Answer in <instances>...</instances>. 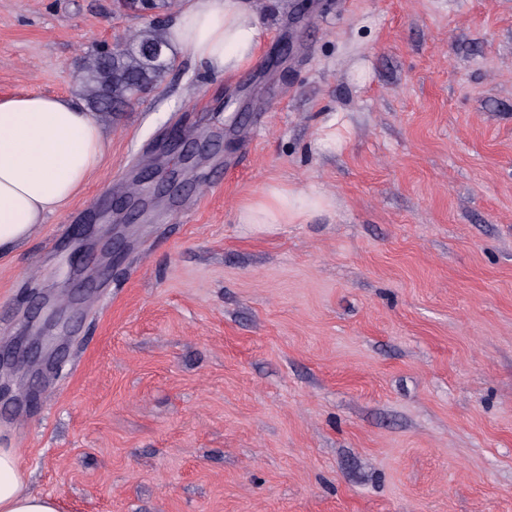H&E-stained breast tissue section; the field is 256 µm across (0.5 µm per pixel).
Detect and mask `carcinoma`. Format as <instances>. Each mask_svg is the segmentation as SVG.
Instances as JSON below:
<instances>
[{
    "instance_id": "obj_1",
    "label": "carcinoma",
    "mask_w": 512,
    "mask_h": 512,
    "mask_svg": "<svg viewBox=\"0 0 512 512\" xmlns=\"http://www.w3.org/2000/svg\"><path fill=\"white\" fill-rule=\"evenodd\" d=\"M123 9L158 13L166 18L174 15L182 0H117ZM161 48V54L152 50ZM175 55L165 39L161 21L129 31L110 49L92 50L79 60L82 96L93 112L106 117L123 112L141 95L151 92L173 70Z\"/></svg>"
}]
</instances>
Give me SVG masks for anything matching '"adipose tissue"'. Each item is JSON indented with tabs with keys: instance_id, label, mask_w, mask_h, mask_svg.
I'll use <instances>...</instances> for the list:
<instances>
[{
	"instance_id": "ef3b65f1",
	"label": "adipose tissue",
	"mask_w": 512,
	"mask_h": 512,
	"mask_svg": "<svg viewBox=\"0 0 512 512\" xmlns=\"http://www.w3.org/2000/svg\"><path fill=\"white\" fill-rule=\"evenodd\" d=\"M165 34L227 79L258 61L264 39L250 0H184ZM109 145L100 116L72 97L0 99V255L84 190ZM328 205L322 194L277 183L244 201L238 221L303 224ZM27 481L18 449L0 448V512H60L53 496L27 492Z\"/></svg>"
}]
</instances>
